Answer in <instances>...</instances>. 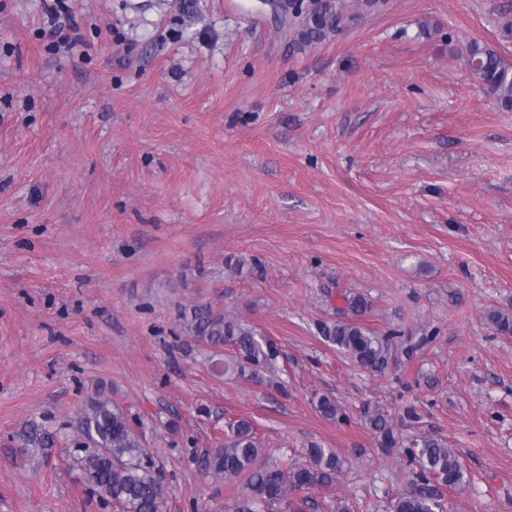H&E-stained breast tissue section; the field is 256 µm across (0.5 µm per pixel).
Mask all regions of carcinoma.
Wrapping results in <instances>:
<instances>
[{
    "label": "carcinoma",
    "mask_w": 512,
    "mask_h": 512,
    "mask_svg": "<svg viewBox=\"0 0 512 512\" xmlns=\"http://www.w3.org/2000/svg\"><path fill=\"white\" fill-rule=\"evenodd\" d=\"M342 8V0H284L283 13L296 31L297 44L308 46L336 32L343 20ZM467 57L475 78L501 107L512 109V62L477 41L469 45ZM178 321L188 335L209 347L234 346V367L242 375L258 378L277 369L280 352L271 340L210 303L181 309ZM320 333L365 370L382 373L396 360L399 342L393 331L382 335L357 321L338 320L322 324ZM316 409L328 420H346L343 409L328 395L317 400ZM362 417L381 447L404 448L409 457V489L391 500L390 512H449L446 491L462 486L466 473L448 442L426 433L406 438L376 406H366ZM76 452L74 467L99 501L112 502L118 512H164L168 486L161 469L111 398L101 394L79 413ZM307 458L290 467L268 463L252 423L239 419L228 424L224 445L209 453L204 465L226 484L249 475L235 501V512H273V507L283 504L292 512H302L291 505V496L332 482L343 466L333 449L318 444L307 448Z\"/></svg>",
    "instance_id": "1"
}]
</instances>
